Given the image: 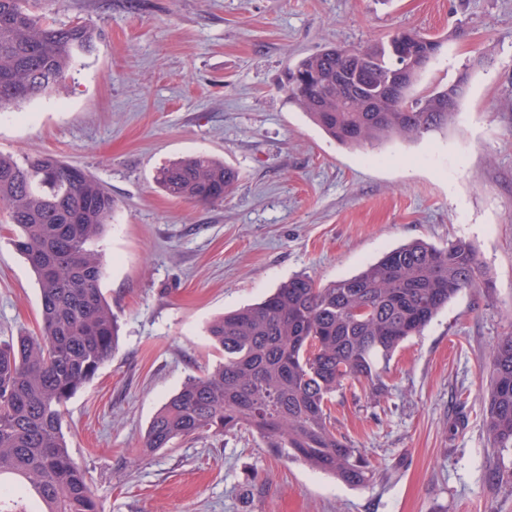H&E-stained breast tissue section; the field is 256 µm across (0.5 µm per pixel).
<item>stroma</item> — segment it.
Instances as JSON below:
<instances>
[{
    "mask_svg": "<svg viewBox=\"0 0 512 512\" xmlns=\"http://www.w3.org/2000/svg\"><path fill=\"white\" fill-rule=\"evenodd\" d=\"M98 38L67 90L0 111V152L53 154L97 177L115 211L100 242L118 347L68 402L63 430L102 512H512V467L483 429L486 358L512 332V0H41ZM443 38L415 89L473 70L455 122L417 140L340 145L286 99L283 71L398 30ZM208 154L240 177L223 202L167 195L160 168ZM0 212V340L39 334L38 286ZM472 244L466 289L386 365L380 398L336 391V432L374 481L350 486L248 432L152 453L149 424L220 359L224 313L298 273L321 284L425 241Z\"/></svg>",
    "mask_w": 512,
    "mask_h": 512,
    "instance_id": "obj_1",
    "label": "stroma"
}]
</instances>
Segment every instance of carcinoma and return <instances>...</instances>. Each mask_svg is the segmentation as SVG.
I'll list each match as a JSON object with an SVG mask.
<instances>
[{"mask_svg": "<svg viewBox=\"0 0 512 512\" xmlns=\"http://www.w3.org/2000/svg\"><path fill=\"white\" fill-rule=\"evenodd\" d=\"M97 36L86 23L57 24L36 0H0V110L59 95L69 72ZM443 40L400 30L369 48L330 46L285 73L282 89L326 135L361 147L440 130L468 87L469 68L450 83L417 94L419 56L438 55ZM405 69L400 97L383 94ZM237 170L208 155L161 168L171 197L201 204L224 200ZM0 208L15 226L12 244L38 285L41 336L0 342V478L34 490L43 512H100L86 472L63 434L68 401L112 357L118 323L100 288L96 242L115 201L87 171L52 155L17 159L0 153ZM485 272L474 248L412 243L387 252L358 274L321 287L306 274L263 301L214 320L207 333L224 361L188 378L150 423L145 450L177 438L242 428L274 454H287L351 485L374 476L363 453L331 426L332 395L357 385L386 390L383 365L448 302ZM491 385L484 429L491 448L512 450V333L489 351Z\"/></svg>", "mask_w": 512, "mask_h": 512, "instance_id": "obj_1", "label": "carcinoma"}]
</instances>
